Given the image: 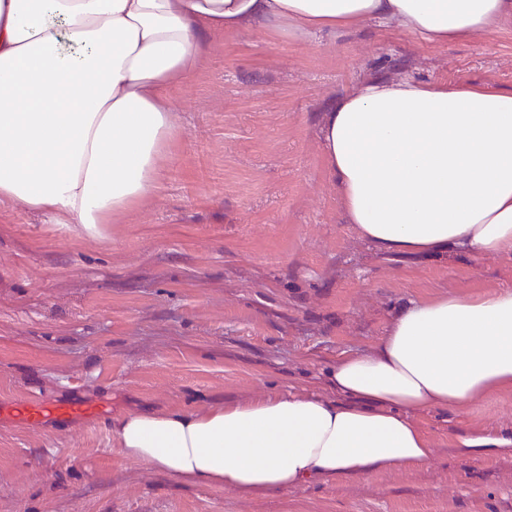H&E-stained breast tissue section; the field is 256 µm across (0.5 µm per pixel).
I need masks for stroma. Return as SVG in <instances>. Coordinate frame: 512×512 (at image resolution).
Instances as JSON below:
<instances>
[{"instance_id":"1","label":"stroma","mask_w":512,"mask_h":512,"mask_svg":"<svg viewBox=\"0 0 512 512\" xmlns=\"http://www.w3.org/2000/svg\"><path fill=\"white\" fill-rule=\"evenodd\" d=\"M374 75L512 91V25L445 45L373 24L215 38L172 90L154 196L95 238L0 201V403L103 407L64 427L0 418V512H512V451L473 461L454 443L512 427V390L417 415L425 467L296 488L190 484L115 449L120 414L321 393L410 300L512 288V252L385 257L347 224L318 121Z\"/></svg>"}]
</instances>
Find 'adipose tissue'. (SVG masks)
<instances>
[{"label": "adipose tissue", "instance_id": "ef3b65f1", "mask_svg": "<svg viewBox=\"0 0 512 512\" xmlns=\"http://www.w3.org/2000/svg\"><path fill=\"white\" fill-rule=\"evenodd\" d=\"M392 23L428 44L512 21V0H0V198L98 236L157 188L178 129L169 91L213 37L299 39ZM339 206L375 253L512 252V91L372 77L319 122ZM329 394L131 411L119 453L176 479L245 492L425 466L415 416L512 389V288L410 302Z\"/></svg>", "mask_w": 512, "mask_h": 512}]
</instances>
